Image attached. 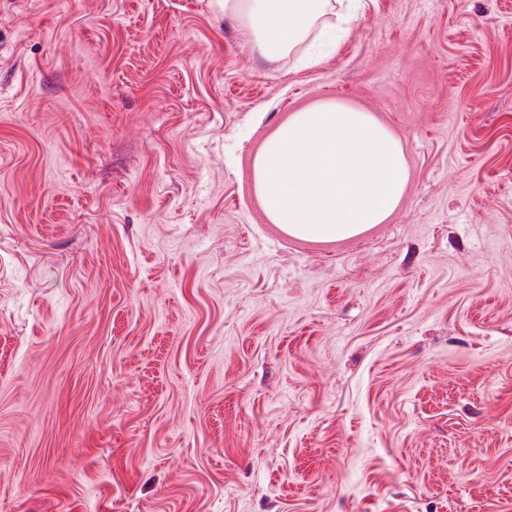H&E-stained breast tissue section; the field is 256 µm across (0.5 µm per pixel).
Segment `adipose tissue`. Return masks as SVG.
Listing matches in <instances>:
<instances>
[{"label":"adipose tissue","instance_id":"obj_1","mask_svg":"<svg viewBox=\"0 0 512 512\" xmlns=\"http://www.w3.org/2000/svg\"><path fill=\"white\" fill-rule=\"evenodd\" d=\"M330 0H222L225 16L276 55L302 38ZM409 171L402 146L368 112L327 101L294 113L252 158L251 185L267 219L305 241L357 237L398 207Z\"/></svg>","mask_w":512,"mask_h":512}]
</instances>
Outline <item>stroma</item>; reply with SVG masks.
I'll list each match as a JSON object with an SVG mask.
<instances>
[{
    "label": "stroma",
    "instance_id": "stroma-1",
    "mask_svg": "<svg viewBox=\"0 0 512 512\" xmlns=\"http://www.w3.org/2000/svg\"><path fill=\"white\" fill-rule=\"evenodd\" d=\"M359 2L0 0V512H512V0ZM329 100L410 182L307 242L249 170ZM224 16L260 50L277 55L302 38L330 0H219ZM333 8V7H331Z\"/></svg>",
    "mask_w": 512,
    "mask_h": 512
}]
</instances>
